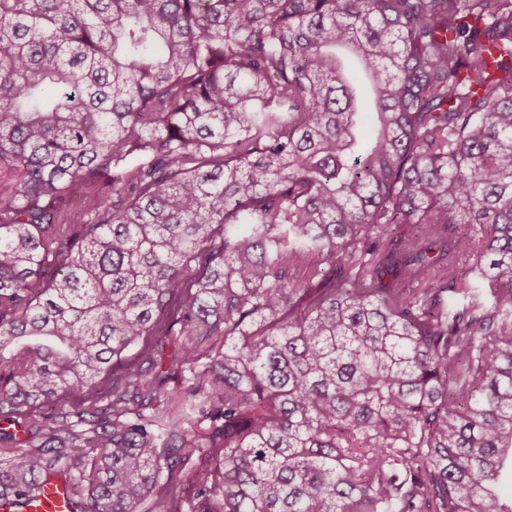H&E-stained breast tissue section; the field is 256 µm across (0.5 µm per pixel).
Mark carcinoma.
I'll return each instance as SVG.
<instances>
[{"instance_id": "1", "label": "carcinoma", "mask_w": 512, "mask_h": 512, "mask_svg": "<svg viewBox=\"0 0 512 512\" xmlns=\"http://www.w3.org/2000/svg\"><path fill=\"white\" fill-rule=\"evenodd\" d=\"M511 457L512 0H0L16 512H512ZM66 493L58 484L45 489L44 495L38 498L37 505L26 512H70L65 501Z\"/></svg>"}]
</instances>
